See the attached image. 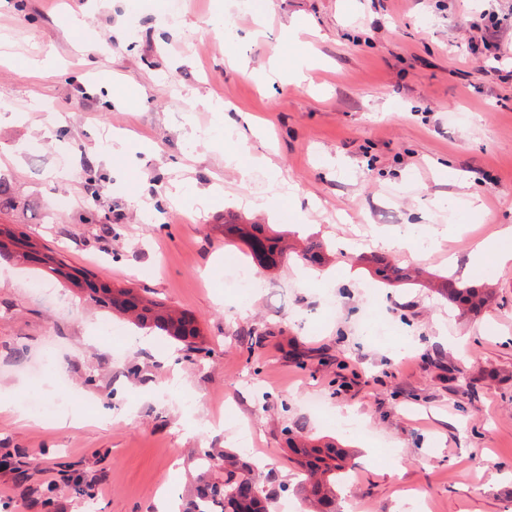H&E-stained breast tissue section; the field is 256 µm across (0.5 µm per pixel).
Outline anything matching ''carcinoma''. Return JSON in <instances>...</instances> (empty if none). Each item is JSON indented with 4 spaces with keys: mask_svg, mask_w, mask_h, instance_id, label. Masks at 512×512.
Masks as SVG:
<instances>
[{
    "mask_svg": "<svg viewBox=\"0 0 512 512\" xmlns=\"http://www.w3.org/2000/svg\"><path fill=\"white\" fill-rule=\"evenodd\" d=\"M224 237L240 242L245 247L246 256L262 269L277 267L285 255V234L273 230L268 224H243L232 218L224 221ZM22 245H30L27 236L4 233L0 236V257L26 258L27 253L20 251ZM324 249L322 242L310 240L297 256L307 264L316 265L321 263ZM42 262L71 284H76L77 276L64 269L63 260L45 255ZM369 264L375 278L384 284L413 285L415 280L422 278L429 287L467 312L477 311L489 301L485 289L475 285L461 288L452 277L423 269L412 274L380 256L372 258ZM94 292L91 301L131 317L138 328L156 329L184 344L189 353L204 351L200 328L192 316L149 299L131 286L111 288L104 285ZM288 448L296 463L304 469L305 479L297 491L308 501L309 512H340L336 508V481L343 474L348 451L334 442L316 444L314 440L291 431L288 432ZM199 460L202 472L187 512H271L277 490L272 481L263 477L243 456L231 450H207L199 454Z\"/></svg>",
    "mask_w": 512,
    "mask_h": 512,
    "instance_id": "cac0c4a2",
    "label": "carcinoma"
}]
</instances>
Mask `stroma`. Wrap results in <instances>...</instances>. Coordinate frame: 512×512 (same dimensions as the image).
Instances as JSON below:
<instances>
[{"label":"stroma","mask_w":512,"mask_h":512,"mask_svg":"<svg viewBox=\"0 0 512 512\" xmlns=\"http://www.w3.org/2000/svg\"><path fill=\"white\" fill-rule=\"evenodd\" d=\"M180 13L0 0V180L16 200L0 224L194 316L206 347L187 354L47 267L0 260V397L13 404L0 512L89 499L180 512L199 450L238 449L244 429L298 512L290 429L349 450L340 496L360 512H512V265L472 274L492 293L474 316L364 269L376 254L458 276L471 234L512 225V0H182ZM488 13L495 55L471 49ZM226 104L263 137L227 130ZM474 196L481 210L464 212ZM231 214L324 242L323 264L286 258L240 292L224 279L226 255L246 258L224 240ZM404 225L409 247H374ZM369 309L391 335L362 333ZM49 347L67 388L32 376ZM311 390L325 414L304 406ZM31 391L82 398V426L18 422Z\"/></svg>","instance_id":"stroma-1"}]
</instances>
